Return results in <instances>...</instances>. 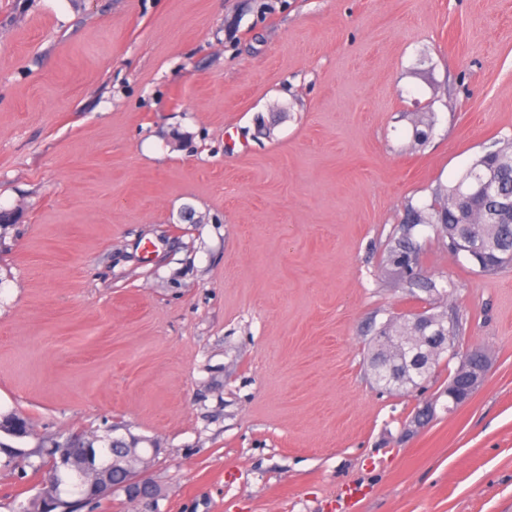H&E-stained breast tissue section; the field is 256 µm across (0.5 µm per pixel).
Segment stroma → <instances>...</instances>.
<instances>
[{
    "label": "stroma",
    "mask_w": 512,
    "mask_h": 512,
    "mask_svg": "<svg viewBox=\"0 0 512 512\" xmlns=\"http://www.w3.org/2000/svg\"><path fill=\"white\" fill-rule=\"evenodd\" d=\"M423 119L427 137L416 140ZM512 139V0H0V411L20 446L156 449L96 512H512V268L409 210ZM454 309L489 372L377 388L370 339ZM430 406L429 423L415 414ZM472 353H482L485 354L482 350H472L465 354L464 361L467 359L468 355ZM486 355V354H485ZM461 365L459 366V368ZM458 368V369H459ZM455 371L453 376H449L448 384L456 377L455 374L458 371ZM489 369V362L485 358H474L470 361H466L464 367L459 369L460 374L462 375V382L459 385H456L455 382L451 386V390L455 391L457 395L464 398V401L470 399L472 395L475 393L484 377L487 374ZM450 382V383H449ZM462 392V393H461Z\"/></svg>",
    "instance_id": "35a3bbf8"
}]
</instances>
